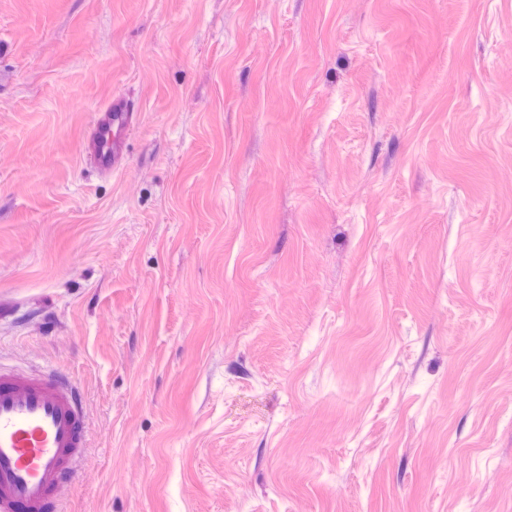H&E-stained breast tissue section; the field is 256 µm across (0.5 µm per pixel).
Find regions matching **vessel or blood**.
Listing matches in <instances>:
<instances>
[{
    "instance_id": "obj_1",
    "label": "vessel or blood",
    "mask_w": 512,
    "mask_h": 512,
    "mask_svg": "<svg viewBox=\"0 0 512 512\" xmlns=\"http://www.w3.org/2000/svg\"><path fill=\"white\" fill-rule=\"evenodd\" d=\"M134 114L120 100L101 112L86 145L109 172ZM86 434L77 385L66 377L0 369V512H57L55 494L84 455Z\"/></svg>"
}]
</instances>
